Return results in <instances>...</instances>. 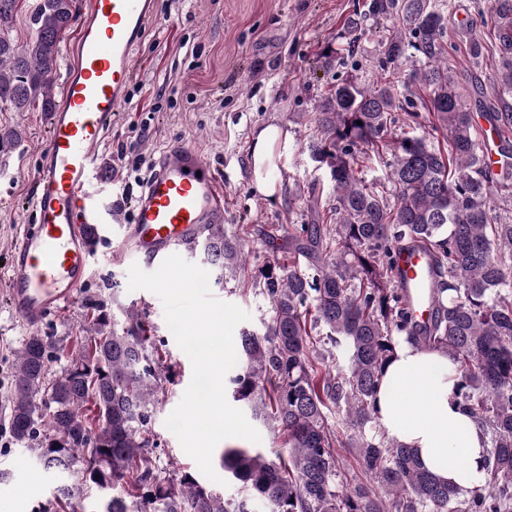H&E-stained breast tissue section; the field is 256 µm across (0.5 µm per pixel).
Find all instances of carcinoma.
Listing matches in <instances>:
<instances>
[{"label": "carcinoma", "mask_w": 512, "mask_h": 512, "mask_svg": "<svg viewBox=\"0 0 512 512\" xmlns=\"http://www.w3.org/2000/svg\"><path fill=\"white\" fill-rule=\"evenodd\" d=\"M20 0H0V102L25 112L52 99L61 43L78 21L74 0H35L19 45L3 26ZM360 19L393 30L375 62L376 81L350 61L355 41L330 61L334 83L308 114L313 158L333 183L327 224H293L307 268L249 266L242 240L217 227L202 241L207 263L243 276L270 303L257 330L239 336L242 362L227 390L284 447L229 446L225 497L190 472L157 464L152 417L162 389L145 319L119 323L102 289L88 291L74 345L32 333L11 368L8 430L57 486L45 512H65L89 488L112 486L103 512H512V0H491L497 96L482 117L504 163L487 164L477 120L448 74V20L440 0H366ZM412 68L396 86L406 63ZM427 111L423 116L421 111ZM435 126L427 130V117ZM443 131L444 145L431 132ZM384 150L377 186L358 175L360 155ZM498 198L491 200L490 188ZM426 251L434 275L431 322L412 327L397 288L394 247ZM452 355L456 397L490 433L479 485L461 493L420 467L412 450L381 430L375 396L400 340ZM63 363L61 373L50 363ZM336 409V427L326 411ZM353 442L365 481H344L337 448Z\"/></svg>", "instance_id": "cac0c4a2"}]
</instances>
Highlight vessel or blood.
<instances>
[{
    "label": "vessel or blood",
    "mask_w": 512,
    "mask_h": 512,
    "mask_svg": "<svg viewBox=\"0 0 512 512\" xmlns=\"http://www.w3.org/2000/svg\"><path fill=\"white\" fill-rule=\"evenodd\" d=\"M156 17L155 0H86L74 65L50 113L33 200L35 221L21 225L1 271L6 304L23 325L39 327L64 313L86 282L93 245L89 227L101 218L92 190L100 146L133 81L131 56ZM224 180L193 146L163 148L133 195L124 235L113 249L157 269L223 224ZM431 276L421 250L396 252L395 281L417 294L414 322L427 324L433 305L419 295Z\"/></svg>",
    "instance_id": "vessel-or-blood-1"
}]
</instances>
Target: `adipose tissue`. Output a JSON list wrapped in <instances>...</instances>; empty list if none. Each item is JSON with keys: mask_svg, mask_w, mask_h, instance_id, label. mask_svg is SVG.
<instances>
[{"mask_svg": "<svg viewBox=\"0 0 512 512\" xmlns=\"http://www.w3.org/2000/svg\"><path fill=\"white\" fill-rule=\"evenodd\" d=\"M287 146L279 126L254 135L249 163L254 188L265 197L276 195L267 170L276 149ZM456 381L448 353L400 342L377 390L378 421L388 438L413 448L427 470L469 491L479 483L489 445L482 424L457 403Z\"/></svg>", "mask_w": 512, "mask_h": 512, "instance_id": "adipose-tissue-1", "label": "adipose tissue"}]
</instances>
